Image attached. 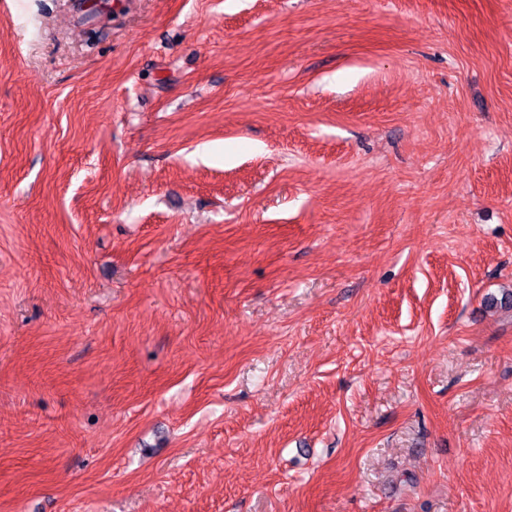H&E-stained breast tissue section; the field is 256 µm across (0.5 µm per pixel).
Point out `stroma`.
<instances>
[{
  "label": "stroma",
  "instance_id": "stroma-1",
  "mask_svg": "<svg viewBox=\"0 0 512 512\" xmlns=\"http://www.w3.org/2000/svg\"><path fill=\"white\" fill-rule=\"evenodd\" d=\"M512 0H0V512H512Z\"/></svg>",
  "mask_w": 512,
  "mask_h": 512
}]
</instances>
